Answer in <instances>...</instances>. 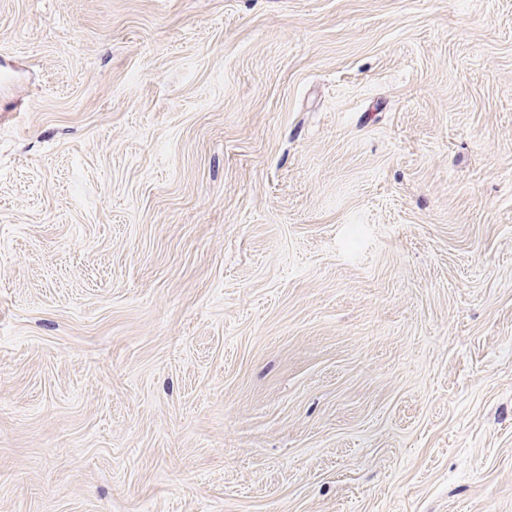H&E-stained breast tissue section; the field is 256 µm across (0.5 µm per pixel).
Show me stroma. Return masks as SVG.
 Instances as JSON below:
<instances>
[{"instance_id": "1", "label": "stroma", "mask_w": 512, "mask_h": 512, "mask_svg": "<svg viewBox=\"0 0 512 512\" xmlns=\"http://www.w3.org/2000/svg\"><path fill=\"white\" fill-rule=\"evenodd\" d=\"M0 512H512V0H0Z\"/></svg>"}]
</instances>
